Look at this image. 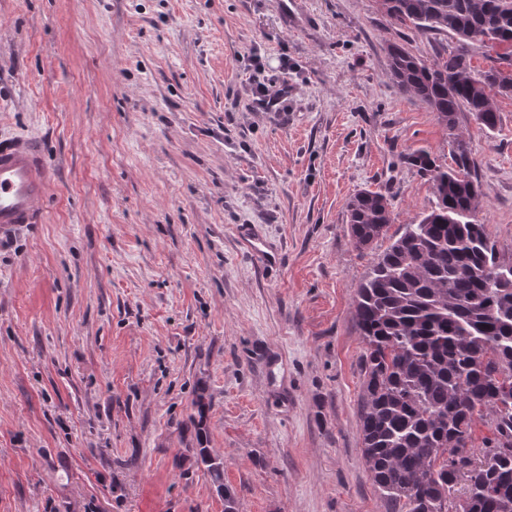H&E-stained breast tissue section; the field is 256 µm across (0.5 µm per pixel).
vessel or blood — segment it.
<instances>
[{
  "instance_id": "vessel-or-blood-1",
  "label": "vessel or blood",
  "mask_w": 512,
  "mask_h": 512,
  "mask_svg": "<svg viewBox=\"0 0 512 512\" xmlns=\"http://www.w3.org/2000/svg\"><path fill=\"white\" fill-rule=\"evenodd\" d=\"M50 173L42 143L34 137H0V236L21 224L44 220Z\"/></svg>"
}]
</instances>
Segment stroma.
<instances>
[{
  "mask_svg": "<svg viewBox=\"0 0 512 512\" xmlns=\"http://www.w3.org/2000/svg\"><path fill=\"white\" fill-rule=\"evenodd\" d=\"M455 47L378 0H0V136L50 166L43 223L0 237V512H390L359 439L353 296L436 202L409 161L451 162L386 46ZM288 85L261 112L251 88ZM458 113L478 219L512 260V99ZM391 202L355 248L347 205ZM255 227L277 270L244 253ZM192 448L197 461L205 465L207 472L216 485L217 490L224 494V512H237L235 492L227 485H224V462L219 456L212 454L209 448Z\"/></svg>",
  "mask_w": 512,
  "mask_h": 512,
  "instance_id": "35a3bbf8",
  "label": "stroma"
}]
</instances>
